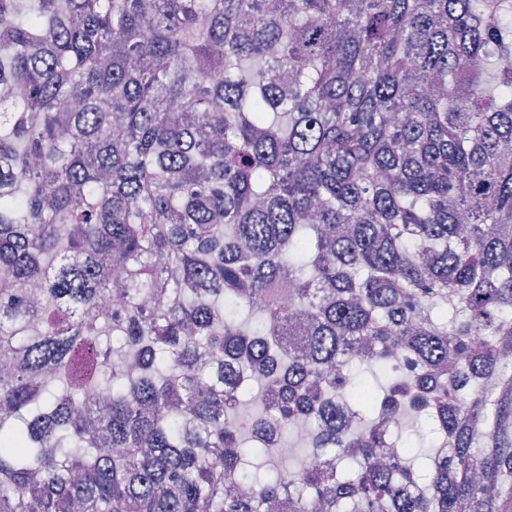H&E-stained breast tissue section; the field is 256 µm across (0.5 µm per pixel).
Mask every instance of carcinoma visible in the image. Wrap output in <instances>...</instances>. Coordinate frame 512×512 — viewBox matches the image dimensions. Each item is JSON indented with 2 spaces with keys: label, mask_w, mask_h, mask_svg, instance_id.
<instances>
[{
  "label": "carcinoma",
  "mask_w": 512,
  "mask_h": 512,
  "mask_svg": "<svg viewBox=\"0 0 512 512\" xmlns=\"http://www.w3.org/2000/svg\"><path fill=\"white\" fill-rule=\"evenodd\" d=\"M510 56L512 0H0V512H512Z\"/></svg>",
  "instance_id": "carcinoma-1"
}]
</instances>
